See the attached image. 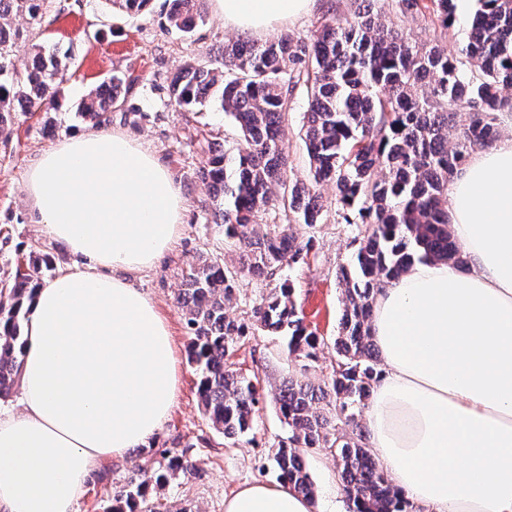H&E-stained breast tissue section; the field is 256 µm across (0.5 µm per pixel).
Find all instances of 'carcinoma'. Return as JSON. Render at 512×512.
<instances>
[{
  "mask_svg": "<svg viewBox=\"0 0 512 512\" xmlns=\"http://www.w3.org/2000/svg\"><path fill=\"white\" fill-rule=\"evenodd\" d=\"M49 0H0V58L17 46L14 20L40 17ZM353 17L324 20L306 38L282 35L265 43L238 39L224 45L215 66L187 62L168 85L169 104L191 111L214 95L238 127L243 146L231 155L206 141L197 177L210 193L213 222L224 227L227 263L200 258L190 267L177 301L191 331L188 360L198 373V396L207 419L234 445L253 428L264 394L258 376H244L225 362L238 340L253 330L280 338L290 356L318 362L325 339L308 329L295 304V288L278 275L284 263L305 262L311 241L297 227L323 218L317 187L336 186L343 224L364 226L357 252L341 265L343 312L336 366L311 380L288 377L274 399L288 436L271 449L278 479L315 498L305 454L323 449L336 459L349 512H414L393 488L369 451L356 410L366 405L381 374L370 323L383 286L414 263L463 262L448 224V178L476 148L496 137L497 113L512 106V0H478L461 50L479 70L467 73L447 48L410 42L373 13L370 0ZM127 15L147 12L151 0H105ZM164 26L182 36L205 23L207 0H165ZM403 16L455 21L454 0H392ZM33 65L0 83V137L7 139L16 109L46 112L66 79L67 52L32 46ZM308 90L304 143L307 181L289 174L282 126L290 96ZM124 75L115 73L87 99L81 112L99 124L123 111ZM271 212L276 224H261ZM245 277L277 284L259 297L241 321L227 314ZM41 280V266L3 274L0 289V399L17 385L27 318L25 302ZM197 473L185 453L165 449L148 458L113 488L104 512H168L160 491Z\"/></svg>",
  "mask_w": 512,
  "mask_h": 512,
  "instance_id": "carcinoma-1",
  "label": "carcinoma"
}]
</instances>
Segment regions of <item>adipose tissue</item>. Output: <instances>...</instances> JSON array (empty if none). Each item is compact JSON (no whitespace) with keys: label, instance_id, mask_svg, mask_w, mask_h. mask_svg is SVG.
<instances>
[{"label":"adipose tissue","instance_id":"1","mask_svg":"<svg viewBox=\"0 0 512 512\" xmlns=\"http://www.w3.org/2000/svg\"><path fill=\"white\" fill-rule=\"evenodd\" d=\"M317 3L209 0L245 35ZM25 194L73 262L28 305L23 409L0 411V512H74L91 466L145 445L175 401L167 325L128 275L167 252L187 199L151 151L102 131L44 152ZM448 222L463 265L415 263L376 296L370 448L416 512H512V133L452 179ZM224 512L314 504L287 484L252 483Z\"/></svg>","mask_w":512,"mask_h":512}]
</instances>
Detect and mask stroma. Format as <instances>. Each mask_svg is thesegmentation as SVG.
<instances>
[{"label":"stroma","instance_id":"35a3bbf8","mask_svg":"<svg viewBox=\"0 0 512 512\" xmlns=\"http://www.w3.org/2000/svg\"><path fill=\"white\" fill-rule=\"evenodd\" d=\"M154 2L147 16L128 18L111 12L103 0H51L40 23L19 21L23 37L11 58L16 69L27 66L28 49L35 43L48 49L59 45L70 50L74 63L59 88L57 107L47 113L18 115L8 143H0V270L26 265L33 251L49 254L58 270L72 263L66 246L45 234L26 201L25 174L44 151L65 137L98 128L126 133L156 154L182 187L188 204L170 250L154 266L133 277L167 324L179 379L169 416L148 445L156 451L186 452L198 468L196 476L171 483L165 489L164 501L170 512H224L225 499L244 484H277L270 449L287 436L288 430L279 420L273 397L268 395L255 415L253 431L228 446L211 428L198 403L197 375L187 360L189 329L176 295L193 260L201 255L218 259L224 256V229L210 223L201 208L208 187L196 175L205 159L198 142L209 137L233 148L240 134L217 99H208L201 111L183 112L167 105L164 88L181 65L189 61L210 63L219 47L225 41L236 40L238 34L212 13L191 37L165 32L159 10L163 0ZM476 8V0H456V21L445 28L432 16L396 13L391 0L372 3L373 11L381 14L386 24L404 31L412 40L427 45L438 43L455 54L467 41ZM354 9L353 0H318L311 14L255 35L254 40L262 43L284 33L303 38L329 14L348 16ZM117 71L134 81L129 110L113 113L111 122L98 126L79 116L82 100ZM306 104L305 87H296L282 134L288 165L301 179L307 178L309 171L302 128ZM320 193L324 202L321 224L298 229L301 238L313 240L307 261L283 266L280 276L293 283L297 309L305 324L325 339L319 352V368L327 372L336 363L334 339L342 308L336 269L352 259L360 228L338 223L335 186H322ZM228 363L242 374H256L273 384L299 371L302 365L301 359L287 355L279 339L260 332L241 338ZM305 461L315 483V512H334L345 496L339 490L333 457L316 451ZM130 468L127 457L101 459L89 475L74 512H103L113 484L122 480Z\"/></svg>","mask_w":512,"mask_h":512}]
</instances>
